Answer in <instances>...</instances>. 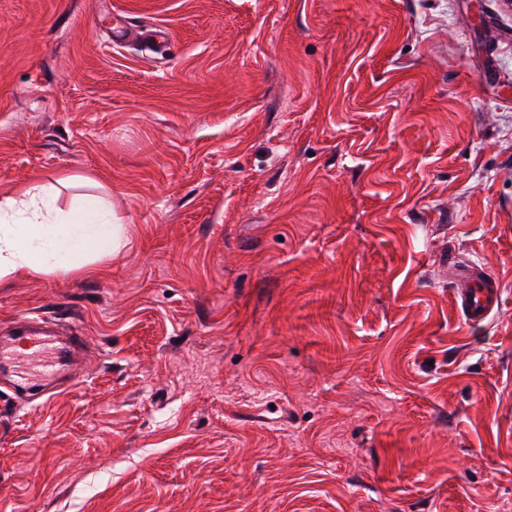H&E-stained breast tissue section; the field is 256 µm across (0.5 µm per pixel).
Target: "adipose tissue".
<instances>
[{
  "instance_id": "1",
  "label": "adipose tissue",
  "mask_w": 512,
  "mask_h": 512,
  "mask_svg": "<svg viewBox=\"0 0 512 512\" xmlns=\"http://www.w3.org/2000/svg\"><path fill=\"white\" fill-rule=\"evenodd\" d=\"M39 184L0 200V277L80 268L87 255L115 253L126 244L116 217L97 197L62 212Z\"/></svg>"
}]
</instances>
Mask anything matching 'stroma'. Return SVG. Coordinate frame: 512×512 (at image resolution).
I'll list each match as a JSON object with an SVG mask.
<instances>
[{
  "instance_id": "stroma-1",
  "label": "stroma",
  "mask_w": 512,
  "mask_h": 512,
  "mask_svg": "<svg viewBox=\"0 0 512 512\" xmlns=\"http://www.w3.org/2000/svg\"><path fill=\"white\" fill-rule=\"evenodd\" d=\"M30 183L128 243L0 279L85 338L72 387L0 376V512H512L507 0H0ZM454 298L466 323H483L502 302L500 283L476 263H465L453 271Z\"/></svg>"
}]
</instances>
